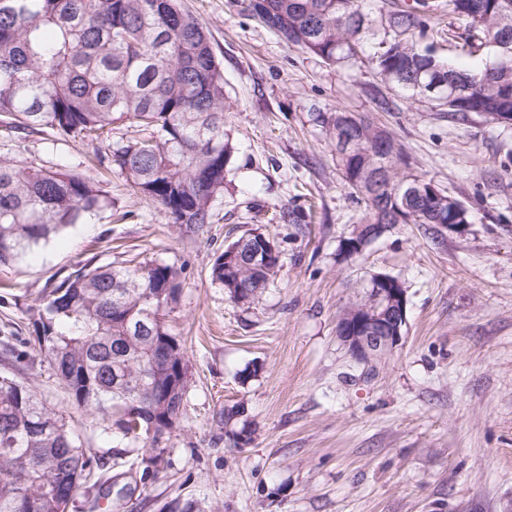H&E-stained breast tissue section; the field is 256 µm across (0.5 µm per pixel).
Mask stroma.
Listing matches in <instances>:
<instances>
[{
    "mask_svg": "<svg viewBox=\"0 0 512 512\" xmlns=\"http://www.w3.org/2000/svg\"><path fill=\"white\" fill-rule=\"evenodd\" d=\"M180 2L208 27L233 104L231 170L202 231L169 223L101 168L98 142L0 130V161L76 171L111 202L0 265V339L26 353L20 363L0 357V375L63 411L113 476L81 485L69 512H512V125L408 102L366 54L336 66L286 45L250 0ZM418 46L451 61L468 51L445 15ZM339 108L395 135L400 171L462 200L470 224L445 236L399 224L362 254H341L361 209L316 120ZM287 207L312 221L279 223ZM251 228L274 238L282 267L245 306L212 283L210 267ZM92 257L184 269L166 321L185 342L188 386L160 440L128 441L111 417L78 408L33 346L43 298ZM378 272L403 282L407 324L402 344L369 370L351 361L336 326ZM236 406L252 431L240 448L224 428Z\"/></svg>",
    "mask_w": 512,
    "mask_h": 512,
    "instance_id": "1",
    "label": "stroma"
}]
</instances>
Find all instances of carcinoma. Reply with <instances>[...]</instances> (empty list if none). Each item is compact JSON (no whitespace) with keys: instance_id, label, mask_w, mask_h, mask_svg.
Returning a JSON list of instances; mask_svg holds the SVG:
<instances>
[{"instance_id":"cac0c4a2","label":"carcinoma","mask_w":512,"mask_h":512,"mask_svg":"<svg viewBox=\"0 0 512 512\" xmlns=\"http://www.w3.org/2000/svg\"><path fill=\"white\" fill-rule=\"evenodd\" d=\"M265 25L288 45L339 65L365 51L371 23L364 0H262ZM458 21L470 52L489 41L478 68L442 60L418 48L425 11L408 6L388 17L394 37L378 43L370 63L407 100L430 96L448 117L478 115L512 125V0H442L428 7ZM224 68L202 21L178 0H0V114L6 130L41 129L51 136L104 143L100 164L125 176L158 204L172 224L212 223L224 194V171L234 148L224 134ZM136 134L114 135L119 123ZM357 140L336 154L349 194L363 205L359 224L470 223V211L447 191L414 174L393 173L377 193L368 185L390 160L375 149L386 129L346 125ZM107 205L100 186L79 173L0 162V264ZM242 279L259 300L281 259L251 264L241 252ZM183 268L153 260L129 266L89 260L51 291L35 321L40 354L53 365L72 402L115 415L130 439L148 431L166 378L146 374L157 336L170 335L158 290L180 288ZM211 279L229 298L238 283L224 281V253ZM101 462L73 439L65 414L35 391L0 376V512H68L61 487H78Z\"/></svg>"}]
</instances>
